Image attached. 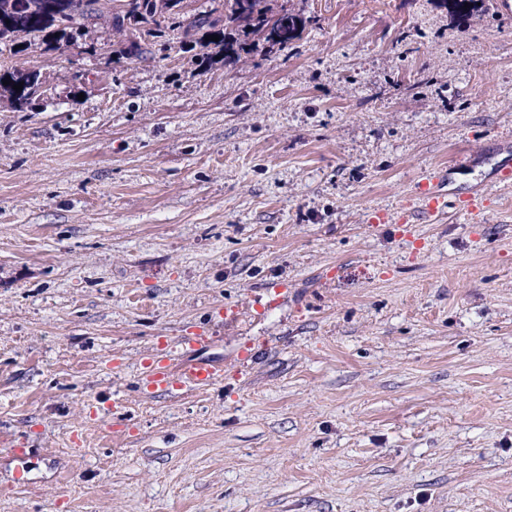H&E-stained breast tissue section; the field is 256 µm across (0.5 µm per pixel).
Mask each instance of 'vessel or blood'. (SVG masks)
<instances>
[{"mask_svg": "<svg viewBox=\"0 0 512 512\" xmlns=\"http://www.w3.org/2000/svg\"><path fill=\"white\" fill-rule=\"evenodd\" d=\"M446 176V171L440 170L430 174L421 182V212L426 217L441 216L448 206V196L440 188ZM211 342V337L199 334L179 337L177 356L163 354L146 362L143 380L147 389L153 392L169 393L223 380V364L202 361L195 356L196 351L208 347Z\"/></svg>", "mask_w": 512, "mask_h": 512, "instance_id": "obj_1", "label": "vessel or blood"}]
</instances>
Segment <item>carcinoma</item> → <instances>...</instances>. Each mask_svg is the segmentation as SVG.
Here are the masks:
<instances>
[{"mask_svg": "<svg viewBox=\"0 0 512 512\" xmlns=\"http://www.w3.org/2000/svg\"><path fill=\"white\" fill-rule=\"evenodd\" d=\"M184 0H0V44L36 45L48 56L63 45H86L89 29L101 25L127 59L166 57L178 44L216 50L224 67L237 68L256 52L265 56L290 48L315 17L273 0H213L205 12L190 14ZM209 35L219 40L207 39ZM10 84L5 85L3 81ZM23 83V89L13 86ZM0 95L16 112H29L43 99L35 69L0 72Z\"/></svg>", "mask_w": 512, "mask_h": 512, "instance_id": "carcinoma-1", "label": "carcinoma"}]
</instances>
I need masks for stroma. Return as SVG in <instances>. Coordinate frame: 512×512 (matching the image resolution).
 <instances>
[{
  "instance_id": "obj_1",
  "label": "stroma",
  "mask_w": 512,
  "mask_h": 512,
  "mask_svg": "<svg viewBox=\"0 0 512 512\" xmlns=\"http://www.w3.org/2000/svg\"><path fill=\"white\" fill-rule=\"evenodd\" d=\"M291 2L242 68L0 46V512H512V7ZM10 81L3 85V81ZM23 82L21 92H16L13 85ZM46 90L40 72L35 69L14 67L0 72V95L7 98L16 112L32 111L43 99ZM447 170L436 171L421 181V213L429 219L442 216L448 207V195L439 189V184L445 181ZM178 358L181 363L174 365L175 358L162 354L147 361L143 380L152 392H172L187 387L210 385L224 379V365L195 358V352L208 347L211 337L193 334L180 336L177 340Z\"/></svg>"
}]
</instances>
